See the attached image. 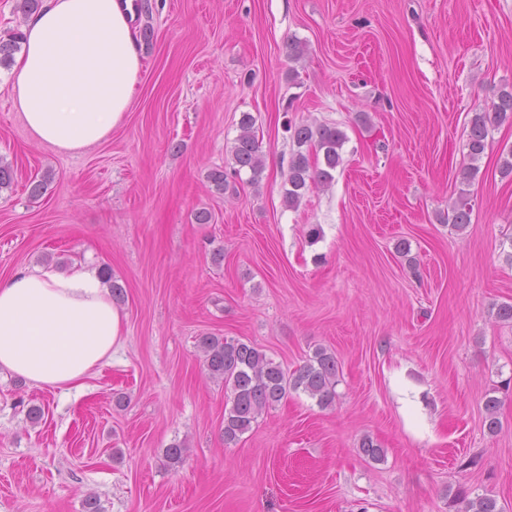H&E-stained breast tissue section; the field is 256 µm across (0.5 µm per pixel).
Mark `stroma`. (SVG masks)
<instances>
[{"label": "stroma", "mask_w": 512, "mask_h": 512, "mask_svg": "<svg viewBox=\"0 0 512 512\" xmlns=\"http://www.w3.org/2000/svg\"><path fill=\"white\" fill-rule=\"evenodd\" d=\"M148 2L134 24L154 35L131 108L80 153L30 133L14 68L0 66V162L13 176L0 190V280L106 264L125 317L122 348L81 390L0 377V512H83L90 492L104 512H459L461 485L512 512V323L494 316L512 302V176L499 169L512 125L489 133L467 229L444 222L473 114L512 90V0ZM291 39L306 46L300 61ZM246 113L264 171L217 193L207 175L229 169ZM290 122L347 135L332 186L294 209ZM201 209L211 223L195 222ZM206 334L290 371L328 348L334 404L289 393L225 442L228 393L196 348ZM367 435L383 461L360 453Z\"/></svg>", "instance_id": "1"}]
</instances>
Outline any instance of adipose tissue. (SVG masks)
<instances>
[{"mask_svg":"<svg viewBox=\"0 0 512 512\" xmlns=\"http://www.w3.org/2000/svg\"><path fill=\"white\" fill-rule=\"evenodd\" d=\"M130 0H45L23 29L12 100L38 140L74 153L122 123L143 59ZM98 271L52 266L0 281V371L37 386L80 387L124 338Z\"/></svg>","mask_w":512,"mask_h":512,"instance_id":"obj_1","label":"adipose tissue"}]
</instances>
